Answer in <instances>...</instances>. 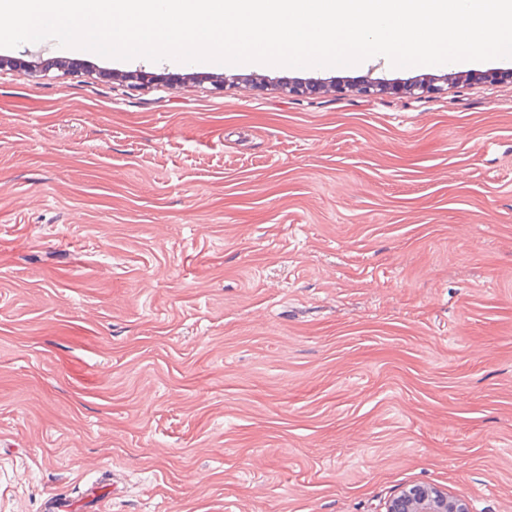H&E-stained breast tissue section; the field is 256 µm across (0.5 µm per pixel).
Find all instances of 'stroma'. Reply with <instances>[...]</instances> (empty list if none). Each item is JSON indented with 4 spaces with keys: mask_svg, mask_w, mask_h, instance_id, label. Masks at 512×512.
I'll list each match as a JSON object with an SVG mask.
<instances>
[{
    "mask_svg": "<svg viewBox=\"0 0 512 512\" xmlns=\"http://www.w3.org/2000/svg\"><path fill=\"white\" fill-rule=\"evenodd\" d=\"M1 56L0 512H512V59ZM386 512H471L469 504L431 488L414 485L388 504Z\"/></svg>",
    "mask_w": 512,
    "mask_h": 512,
    "instance_id": "obj_1",
    "label": "stroma"
}]
</instances>
